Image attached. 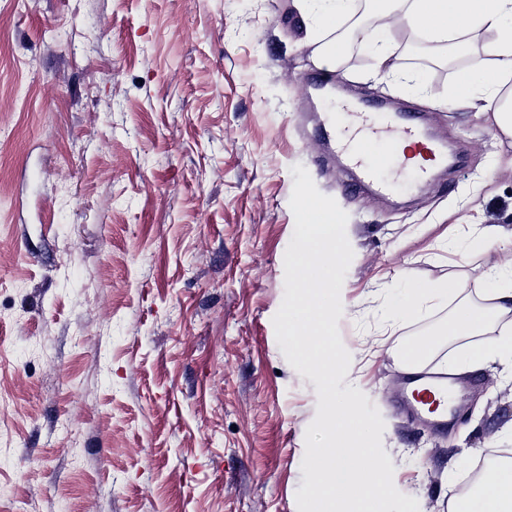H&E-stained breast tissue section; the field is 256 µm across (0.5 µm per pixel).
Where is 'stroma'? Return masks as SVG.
Wrapping results in <instances>:
<instances>
[{
  "instance_id": "35a3bbf8",
  "label": "stroma",
  "mask_w": 512,
  "mask_h": 512,
  "mask_svg": "<svg viewBox=\"0 0 512 512\" xmlns=\"http://www.w3.org/2000/svg\"><path fill=\"white\" fill-rule=\"evenodd\" d=\"M398 68L318 63L296 0H0V512H298L316 384L277 342L290 207L301 165L348 215L342 387L385 422L393 482L450 512L483 453L512 452V363L466 380L450 336L458 299L396 309L410 285L464 275L478 304L512 230V140L448 110L455 67L395 33ZM336 92L422 118L459 166L423 184L384 169L392 196L354 188L322 131ZM446 337L459 421L400 411L397 352Z\"/></svg>"
}]
</instances>
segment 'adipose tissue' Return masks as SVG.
Segmentation results:
<instances>
[{
	"mask_svg": "<svg viewBox=\"0 0 512 512\" xmlns=\"http://www.w3.org/2000/svg\"><path fill=\"white\" fill-rule=\"evenodd\" d=\"M300 16L325 66H332L349 50L339 31L351 18L354 0H300ZM368 20L362 47L378 62L386 77H397L407 87L420 85L415 71H396V27H404L432 42L436 55L445 57L480 47L482 62L455 71L446 104L455 110L477 109L504 135L512 138V101L503 91L512 86V0H363ZM484 303L471 307L460 302L450 332L470 335L481 327L512 315V272H490L483 277ZM468 512H512V461L486 467L474 490L465 497Z\"/></svg>",
	"mask_w": 512,
	"mask_h": 512,
	"instance_id": "obj_1",
	"label": "adipose tissue"
}]
</instances>
